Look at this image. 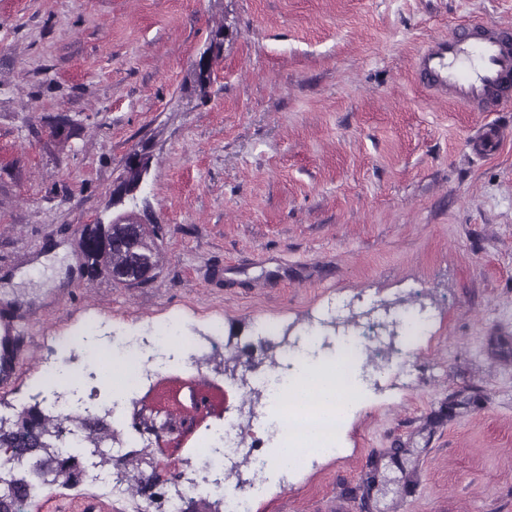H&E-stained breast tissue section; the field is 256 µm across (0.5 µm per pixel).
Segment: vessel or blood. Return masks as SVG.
<instances>
[{
	"mask_svg": "<svg viewBox=\"0 0 512 512\" xmlns=\"http://www.w3.org/2000/svg\"><path fill=\"white\" fill-rule=\"evenodd\" d=\"M423 85L472 112H493L512 102V27L496 22L462 26L433 40L416 62ZM23 336L0 320V384L20 368Z\"/></svg>",
	"mask_w": 512,
	"mask_h": 512,
	"instance_id": "obj_1",
	"label": "vessel or blood"
}]
</instances>
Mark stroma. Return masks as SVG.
<instances>
[{
	"mask_svg": "<svg viewBox=\"0 0 512 512\" xmlns=\"http://www.w3.org/2000/svg\"><path fill=\"white\" fill-rule=\"evenodd\" d=\"M512 23V0H0V310L24 322L15 382L43 360L61 380L82 366L55 338L98 319L141 336L181 320L222 321L215 362L173 351L158 375L174 446L231 433L238 455L275 457L272 417L252 412L242 373L270 370L307 329L310 362L385 323L384 361L348 376L359 396L339 454L270 473L251 512H512V105L469 112L433 97L413 62L459 24ZM224 48L206 96L193 66L216 28ZM502 138L484 155L474 133ZM151 163L138 193L160 250L157 276L123 285L83 271L85 225L121 208L112 194L133 155ZM429 333L401 348L396 310ZM265 321L280 329L261 333ZM131 406L111 417L150 494L116 499L76 481L44 487L29 512H170Z\"/></svg>",
	"mask_w": 512,
	"mask_h": 512,
	"instance_id": "stroma-1",
	"label": "stroma"
}]
</instances>
